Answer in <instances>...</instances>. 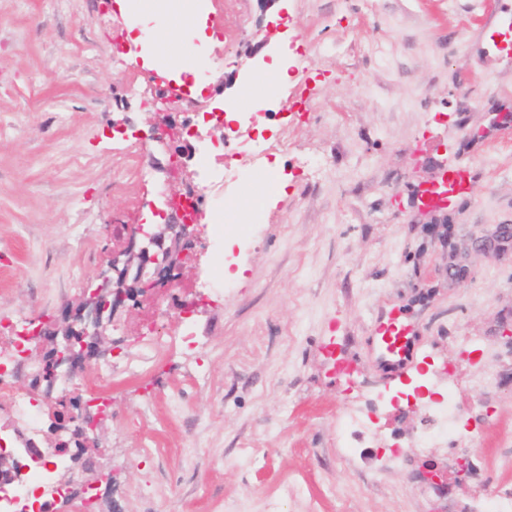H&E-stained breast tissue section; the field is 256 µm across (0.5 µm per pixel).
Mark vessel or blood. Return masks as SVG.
I'll use <instances>...</instances> for the list:
<instances>
[{
    "mask_svg": "<svg viewBox=\"0 0 512 512\" xmlns=\"http://www.w3.org/2000/svg\"><path fill=\"white\" fill-rule=\"evenodd\" d=\"M472 177L468 171L450 169L439 183L420 189V206L429 210L448 209L459 197L469 194ZM371 347L376 365L387 375H400L414 356L412 325L399 320L395 313L378 317L373 324Z\"/></svg>",
    "mask_w": 512,
    "mask_h": 512,
    "instance_id": "obj_1",
    "label": "vessel or blood"
}]
</instances>
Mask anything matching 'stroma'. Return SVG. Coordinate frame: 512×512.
I'll use <instances>...</instances> for the list:
<instances>
[{
  "label": "stroma",
  "mask_w": 512,
  "mask_h": 512,
  "mask_svg": "<svg viewBox=\"0 0 512 512\" xmlns=\"http://www.w3.org/2000/svg\"><path fill=\"white\" fill-rule=\"evenodd\" d=\"M199 3L214 41L207 89L186 110H234L232 129L264 145L248 178L214 188L236 203L229 223H249L255 196L263 221L235 248L223 303L194 313L192 349L160 340L143 371L88 378L108 411L100 465L115 477L99 512L112 500L121 512H266L273 499L284 512H485L512 490V237L475 248L512 225V55L487 26L512 0ZM135 19L102 0H0V322L78 301L124 243L113 225L149 223L205 175L194 158L171 173L166 149L141 139L159 114L147 70L118 53ZM282 52L290 79L271 95L264 58ZM261 110L259 131L245 115ZM276 161L286 187L263 193ZM450 163L473 173L471 193L421 212L417 187ZM453 264L464 278L449 277ZM391 306L416 336L393 378L369 346ZM115 322L101 348L129 358L140 312ZM464 336L482 350L460 355ZM337 360L391 394L452 382L467 400L470 378L489 375L483 447L396 462L340 447Z\"/></svg>",
  "instance_id": "1"
}]
</instances>
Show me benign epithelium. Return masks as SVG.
<instances>
[{
	"label": "benign epithelium",
	"instance_id": "obj_1",
	"mask_svg": "<svg viewBox=\"0 0 512 512\" xmlns=\"http://www.w3.org/2000/svg\"><path fill=\"white\" fill-rule=\"evenodd\" d=\"M174 124L169 115L162 121L153 123L149 128L148 139L167 146V151L175 148L171 135ZM194 234V227L183 221L182 213L172 211L165 227L155 230L145 229L143 224L127 227L124 247L112 253L105 266L101 267L95 281L90 283L77 303L66 301L46 322H40L31 328L30 335L41 353H50L42 361L38 374L30 381L34 390L46 388L47 397H52L54 384L59 376L76 371L90 357L98 356L99 337L112 319L124 308L129 296L144 288L169 282L180 274L190 260L187 243ZM72 331L89 339L82 350L73 354L58 351L57 336ZM56 408L50 414V432L54 436V448L60 455L69 453V444L63 440L66 424L74 416L71 402L59 397L55 399Z\"/></svg>",
	"mask_w": 512,
	"mask_h": 512
}]
</instances>
